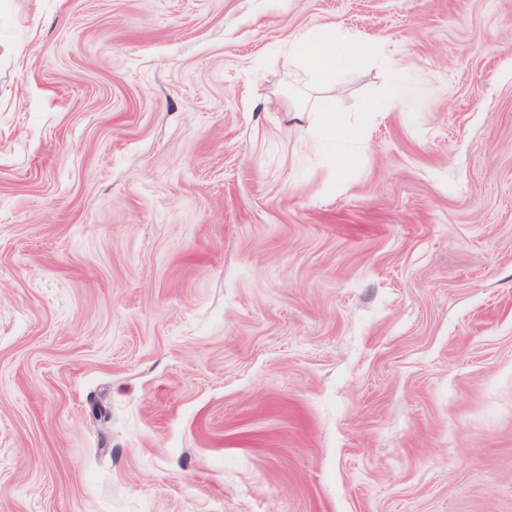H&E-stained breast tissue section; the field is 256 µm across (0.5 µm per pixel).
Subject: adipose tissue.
Returning a JSON list of instances; mask_svg holds the SVG:
<instances>
[{
    "mask_svg": "<svg viewBox=\"0 0 512 512\" xmlns=\"http://www.w3.org/2000/svg\"><path fill=\"white\" fill-rule=\"evenodd\" d=\"M294 48L312 81L323 85L334 84L374 51L371 44L348 39L333 32L306 35L295 43Z\"/></svg>",
    "mask_w": 512,
    "mask_h": 512,
    "instance_id": "obj_1",
    "label": "adipose tissue"
}]
</instances>
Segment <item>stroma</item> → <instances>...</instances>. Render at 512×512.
I'll use <instances>...</instances> for the list:
<instances>
[{
	"label": "stroma",
	"instance_id": "stroma-1",
	"mask_svg": "<svg viewBox=\"0 0 512 512\" xmlns=\"http://www.w3.org/2000/svg\"><path fill=\"white\" fill-rule=\"evenodd\" d=\"M0 512H512V0H0ZM294 48L312 81L323 85L335 84L338 78L374 52L371 44L345 38L336 31L307 34L295 43ZM319 133L321 136L331 140H342L352 136V132L344 119L334 112L323 113Z\"/></svg>",
	"mask_w": 512,
	"mask_h": 512
}]
</instances>
